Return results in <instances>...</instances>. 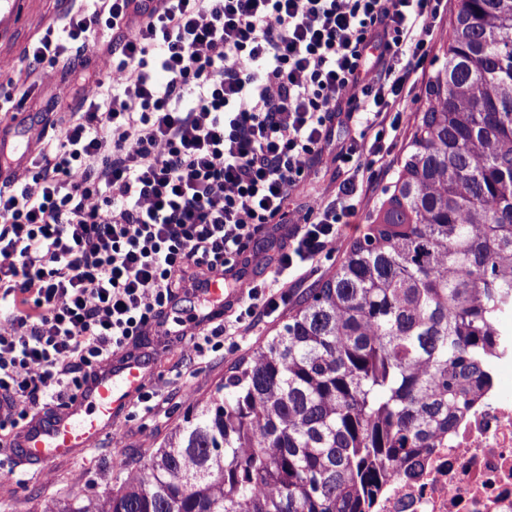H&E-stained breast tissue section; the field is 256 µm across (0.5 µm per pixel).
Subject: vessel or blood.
<instances>
[{
  "mask_svg": "<svg viewBox=\"0 0 512 512\" xmlns=\"http://www.w3.org/2000/svg\"><path fill=\"white\" fill-rule=\"evenodd\" d=\"M211 312L232 307L236 295L226 290L222 277L210 279L203 294ZM151 366L138 355H128L110 364L90 381L75 402L64 403L50 422L25 426L18 442L30 464L45 468L56 459L76 454L112 429L113 421L143 390Z\"/></svg>",
  "mask_w": 512,
  "mask_h": 512,
  "instance_id": "obj_1",
  "label": "vessel or blood"
}]
</instances>
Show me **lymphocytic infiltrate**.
Masks as SVG:
<instances>
[{
    "instance_id": "obj_1",
    "label": "lymphocytic infiltrate",
    "mask_w": 512,
    "mask_h": 512,
    "mask_svg": "<svg viewBox=\"0 0 512 512\" xmlns=\"http://www.w3.org/2000/svg\"><path fill=\"white\" fill-rule=\"evenodd\" d=\"M448 0H86L47 25L34 63L97 59L82 106L29 183L0 186V429L84 393L113 355L167 325L179 292L248 263L288 224L267 286L243 278L240 312L181 336L203 358L287 298L280 280L338 252L359 175L391 155L403 92ZM112 32L100 48L99 25ZM332 199L290 214L337 126Z\"/></svg>"
}]
</instances>
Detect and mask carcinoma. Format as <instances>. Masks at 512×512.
Segmentation results:
<instances>
[{"label": "carcinoma", "instance_id": "obj_1", "mask_svg": "<svg viewBox=\"0 0 512 512\" xmlns=\"http://www.w3.org/2000/svg\"><path fill=\"white\" fill-rule=\"evenodd\" d=\"M393 188L336 272L117 489L41 512H372L489 388L512 305V0H455Z\"/></svg>", "mask_w": 512, "mask_h": 512}]
</instances>
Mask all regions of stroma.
<instances>
[{
  "instance_id": "obj_1",
  "label": "stroma",
  "mask_w": 512,
  "mask_h": 512,
  "mask_svg": "<svg viewBox=\"0 0 512 512\" xmlns=\"http://www.w3.org/2000/svg\"><path fill=\"white\" fill-rule=\"evenodd\" d=\"M75 7L74 0H0V99L12 100L11 109L0 112V132L10 138L14 130L24 132L21 140L11 138L9 159L0 168L21 182L30 180L32 160L56 144L65 111L79 105L95 77V61L74 47L69 50L74 63L70 69L42 63L31 74L23 63L27 46L39 32L52 21L64 24L66 15ZM422 109V102H407L406 120L390 165L378 162L365 173L369 191L361 205L362 217L359 223L344 226V244L363 235L366 222L384 199L386 189L395 182ZM341 260L338 253L317 257L306 274L305 284L289 289L287 303L271 318L245 332L238 348L192 361L179 343L153 334L143 337L135 348L154 365L148 388L162 398L160 411L147 414L137 404H130L113 423L111 433L75 456L58 459L48 471L24 462L14 431H0V466L11 472L10 478L0 480V512H40L47 501L65 496L79 498L114 486L112 463L118 458L132 467L143 465L182 423L189 408L214 394L231 365L281 328Z\"/></svg>"
}]
</instances>
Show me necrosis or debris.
I'll list each match as a JSON object with an SVG mask.
<instances>
[{
	"instance_id": "obj_1",
	"label": "necrosis or debris",
	"mask_w": 512,
	"mask_h": 512,
	"mask_svg": "<svg viewBox=\"0 0 512 512\" xmlns=\"http://www.w3.org/2000/svg\"><path fill=\"white\" fill-rule=\"evenodd\" d=\"M495 329L491 388L411 474L387 483L374 512H512V325Z\"/></svg>"
}]
</instances>
